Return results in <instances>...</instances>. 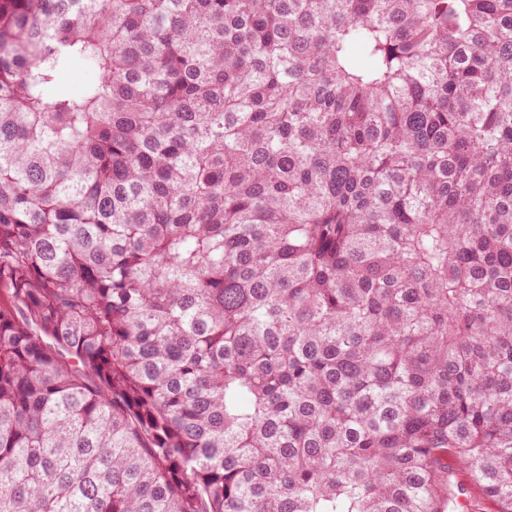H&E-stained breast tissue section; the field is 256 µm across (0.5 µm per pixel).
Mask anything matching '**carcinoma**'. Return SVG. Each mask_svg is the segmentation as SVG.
Returning <instances> with one entry per match:
<instances>
[{
  "instance_id": "cac0c4a2",
  "label": "carcinoma",
  "mask_w": 512,
  "mask_h": 512,
  "mask_svg": "<svg viewBox=\"0 0 512 512\" xmlns=\"http://www.w3.org/2000/svg\"><path fill=\"white\" fill-rule=\"evenodd\" d=\"M474 493L512 512V0H0V512Z\"/></svg>"
}]
</instances>
